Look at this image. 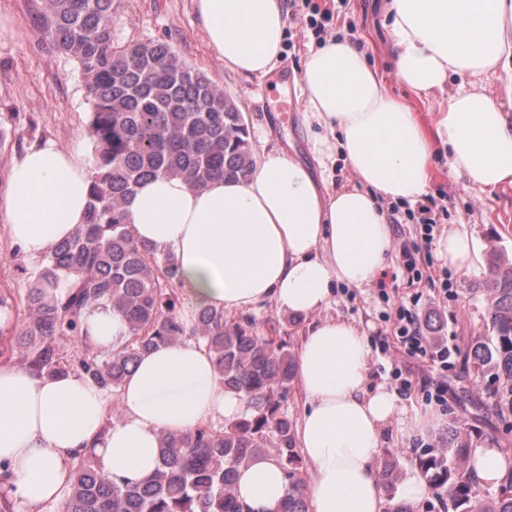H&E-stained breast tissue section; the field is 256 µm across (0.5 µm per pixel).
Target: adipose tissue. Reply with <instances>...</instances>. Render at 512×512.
<instances>
[{"label": "adipose tissue", "instance_id": "adipose-tissue-1", "mask_svg": "<svg viewBox=\"0 0 512 512\" xmlns=\"http://www.w3.org/2000/svg\"><path fill=\"white\" fill-rule=\"evenodd\" d=\"M208 44L225 70L266 75L285 38L282 0H194ZM399 83L417 99L441 95L423 115L392 96L364 51L346 39L310 49L301 71L306 119L317 126L320 161L341 150L356 182L328 188L285 151L262 152L248 179L211 180L200 189L177 177L144 181L127 199L133 238L171 252L178 285L194 308L227 312L265 303L314 316L298 348L305 398L297 446L310 474L309 512H383L378 458L387 441L409 444L442 423L384 385H372L369 341L352 320L323 316L337 286L367 288L384 270L393 240L386 205L418 203L429 193L438 149L464 188L512 186V0H386ZM462 77L448 91L450 77ZM497 79L503 96L478 92ZM91 144L65 150L39 142L8 164L0 211L26 256L42 260L85 223ZM439 261L468 273L483 258L467 225L434 243ZM88 339L104 353L129 339L106 301L91 308ZM122 416L112 420V403ZM245 403L225 390L208 349L184 340L139 360L118 396L77 371L62 377L0 365V490L27 512H58L79 459L98 458L115 483H138L160 463V438L208 422L231 423ZM512 457L483 445L472 474L498 486ZM237 489L249 512H276L288 492L269 456L241 468Z\"/></svg>", "mask_w": 512, "mask_h": 512}]
</instances>
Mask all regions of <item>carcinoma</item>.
<instances>
[{"label":"carcinoma","instance_id":"cac0c4a2","mask_svg":"<svg viewBox=\"0 0 512 512\" xmlns=\"http://www.w3.org/2000/svg\"><path fill=\"white\" fill-rule=\"evenodd\" d=\"M53 44L79 65L91 104L86 136L94 144L86 223L58 243L28 276L27 314L0 324V358H19L50 376L74 370L64 337L90 346L85 316L100 301L126 321L130 342L119 351L79 360V370L118 393L140 357L193 337L213 353L224 388L246 402L238 421L215 430L161 437L160 464L148 479L118 485L92 456L80 458L61 512H248L235 494L236 475L260 456L282 466L288 496L280 512H308L303 461L281 411L294 379L286 343L261 336L254 323L229 322L224 310L202 308L183 320L175 292L176 263L137 243L123 206L142 181L177 176L200 188L214 178L244 180L254 166L250 132L237 104L189 66L167 40L123 46L112 34L114 0H45ZM486 301L494 336H473L467 356L475 378L487 380L500 439L512 442V260L490 255L489 280L474 288ZM475 451L468 427L452 418L416 467L440 512H512V471L492 493L471 476ZM385 512H416L396 499L401 474L389 450L379 468Z\"/></svg>","mask_w":512,"mask_h":512}]
</instances>
